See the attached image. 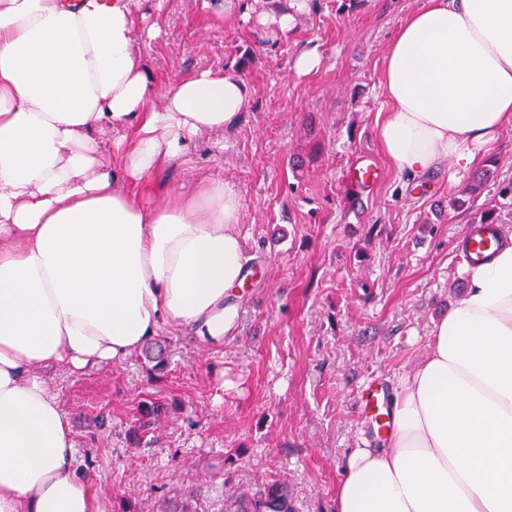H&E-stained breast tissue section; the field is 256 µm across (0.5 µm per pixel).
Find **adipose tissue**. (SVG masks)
<instances>
[{"instance_id": "1", "label": "adipose tissue", "mask_w": 512, "mask_h": 512, "mask_svg": "<svg viewBox=\"0 0 512 512\" xmlns=\"http://www.w3.org/2000/svg\"><path fill=\"white\" fill-rule=\"evenodd\" d=\"M141 0H0V512H100L45 373L120 363L159 332L239 326L242 202L223 180L151 187L247 104L208 70L162 87ZM378 142L415 178L464 170L512 124V0H424L389 42ZM356 448L335 512H512V243L468 271Z\"/></svg>"}]
</instances>
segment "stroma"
I'll list each match as a JSON object with an SVG mask.
<instances>
[{
  "label": "stroma",
  "mask_w": 512,
  "mask_h": 512,
  "mask_svg": "<svg viewBox=\"0 0 512 512\" xmlns=\"http://www.w3.org/2000/svg\"><path fill=\"white\" fill-rule=\"evenodd\" d=\"M220 2L146 0L142 25L160 33L142 50L163 85L201 70L244 81L248 107L223 144L200 139L160 182L182 192L207 174L228 181L256 274L220 349L164 332L122 363L48 377L102 512H228L271 483L294 512H334L364 445L363 388L413 370L467 279L458 242L473 215L439 213L463 173L445 164L405 179L374 136L386 46L421 0H309L289 33L261 21L273 0L229 16ZM312 44L322 63L297 75ZM365 159L380 177L349 199L343 175ZM145 400L166 415L141 431Z\"/></svg>",
  "instance_id": "obj_1"
}]
</instances>
